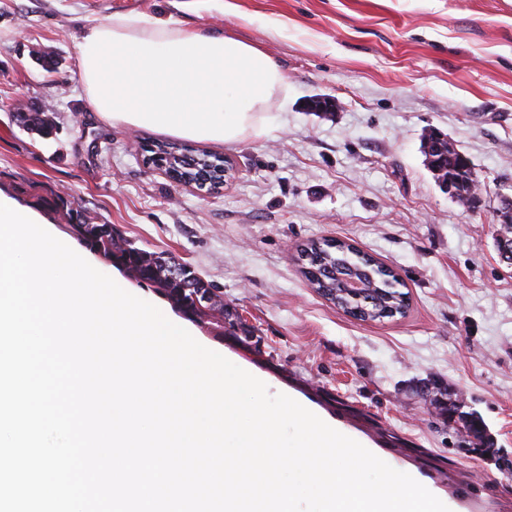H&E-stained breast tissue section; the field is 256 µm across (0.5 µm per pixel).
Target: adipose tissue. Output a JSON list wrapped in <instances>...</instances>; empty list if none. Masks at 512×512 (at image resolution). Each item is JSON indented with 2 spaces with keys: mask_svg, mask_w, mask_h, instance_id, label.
<instances>
[{
  "mask_svg": "<svg viewBox=\"0 0 512 512\" xmlns=\"http://www.w3.org/2000/svg\"><path fill=\"white\" fill-rule=\"evenodd\" d=\"M88 108L114 126L230 143L265 132L288 82L264 50L142 15L89 28L77 44Z\"/></svg>",
  "mask_w": 512,
  "mask_h": 512,
  "instance_id": "obj_1",
  "label": "adipose tissue"
}]
</instances>
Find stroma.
I'll return each mask as SVG.
<instances>
[{
	"mask_svg": "<svg viewBox=\"0 0 512 512\" xmlns=\"http://www.w3.org/2000/svg\"><path fill=\"white\" fill-rule=\"evenodd\" d=\"M233 2L228 16L224 0H0V196L73 248L51 194L187 263L253 330L192 321L204 345L338 421L452 512H512V268L494 247L499 196L512 194V0ZM137 14L256 45L288 81L262 136L177 139L223 157L219 193L148 163L162 133L88 109L76 43L91 25ZM318 97L339 109L311 111ZM35 106L54 112L55 135L14 120ZM431 128L470 158L479 209L425 167ZM324 239L392 268L405 314L363 322L315 292L299 255ZM431 381L482 419L484 444L420 395Z\"/></svg>",
	"mask_w": 512,
	"mask_h": 512,
	"instance_id": "stroma-1",
	"label": "stroma"
}]
</instances>
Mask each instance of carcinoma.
Returning a JSON list of instances; mask_svg holds the SVG:
<instances>
[{"label": "carcinoma", "instance_id": "1", "mask_svg": "<svg viewBox=\"0 0 512 512\" xmlns=\"http://www.w3.org/2000/svg\"><path fill=\"white\" fill-rule=\"evenodd\" d=\"M15 119L43 137L52 135L56 127L52 114L39 109L18 112ZM432 157L445 168L434 178L447 179L451 197L468 205L470 189L480 188L479 176L470 159L451 142L448 152L434 153ZM47 205L65 212L69 232L76 239L128 271L136 280L152 285L187 316L206 318L220 327L224 318L230 317L217 288L199 278L187 265L135 247L121 236L115 225L91 222L80 210L72 208L71 201L58 194ZM301 255L305 256L304 275L312 288L345 313L361 321H380L405 314L408 298L400 291L396 274L353 245L338 240L312 241L301 250ZM348 279L361 284L363 298L359 304L345 291Z\"/></svg>", "mask_w": 512, "mask_h": 512}]
</instances>
